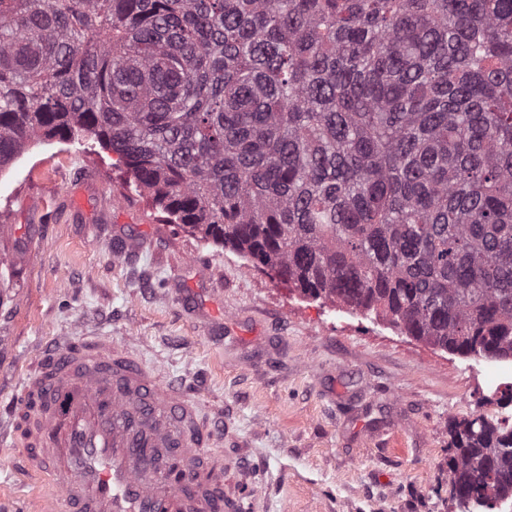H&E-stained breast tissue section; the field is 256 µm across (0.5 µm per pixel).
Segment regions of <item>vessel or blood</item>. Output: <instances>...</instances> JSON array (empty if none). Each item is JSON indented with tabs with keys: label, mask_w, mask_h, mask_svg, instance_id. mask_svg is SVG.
<instances>
[{
	"label": "vessel or blood",
	"mask_w": 512,
	"mask_h": 512,
	"mask_svg": "<svg viewBox=\"0 0 512 512\" xmlns=\"http://www.w3.org/2000/svg\"><path fill=\"white\" fill-rule=\"evenodd\" d=\"M22 392L37 410L26 470L55 488L41 512H224L198 401L108 338L42 351Z\"/></svg>",
	"instance_id": "vessel-or-blood-1"
}]
</instances>
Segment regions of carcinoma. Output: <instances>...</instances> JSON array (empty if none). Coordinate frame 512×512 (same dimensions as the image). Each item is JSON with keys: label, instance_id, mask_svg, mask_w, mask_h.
<instances>
[{"label": "carcinoma", "instance_id": "carcinoma-1", "mask_svg": "<svg viewBox=\"0 0 512 512\" xmlns=\"http://www.w3.org/2000/svg\"><path fill=\"white\" fill-rule=\"evenodd\" d=\"M85 137L304 295L512 361V0H0V170ZM448 434L502 512L512 423Z\"/></svg>", "mask_w": 512, "mask_h": 512}]
</instances>
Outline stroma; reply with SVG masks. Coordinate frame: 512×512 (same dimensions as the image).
Masks as SVG:
<instances>
[{"mask_svg": "<svg viewBox=\"0 0 512 512\" xmlns=\"http://www.w3.org/2000/svg\"><path fill=\"white\" fill-rule=\"evenodd\" d=\"M111 151L36 141L0 171V421L38 353L104 335L189 385L244 512H458L448 422L496 417L492 363L303 297L163 221ZM0 449V504L33 491Z\"/></svg>", "mask_w": 512, "mask_h": 512, "instance_id": "35a3bbf8", "label": "stroma"}]
</instances>
